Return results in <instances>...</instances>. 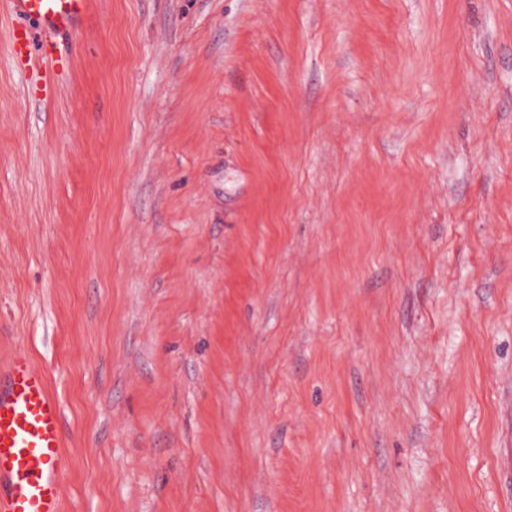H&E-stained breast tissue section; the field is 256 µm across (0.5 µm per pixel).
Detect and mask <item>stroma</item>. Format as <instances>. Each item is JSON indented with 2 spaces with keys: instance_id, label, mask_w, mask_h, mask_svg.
Wrapping results in <instances>:
<instances>
[{
  "instance_id": "1",
  "label": "stroma",
  "mask_w": 512,
  "mask_h": 512,
  "mask_svg": "<svg viewBox=\"0 0 512 512\" xmlns=\"http://www.w3.org/2000/svg\"><path fill=\"white\" fill-rule=\"evenodd\" d=\"M0 8V362L62 512H512V0ZM91 0H6L3 5L9 12L32 20L37 32L16 30L12 36L14 49L23 50L28 56L32 51L45 55L53 47L51 41L61 33H77Z\"/></svg>"
}]
</instances>
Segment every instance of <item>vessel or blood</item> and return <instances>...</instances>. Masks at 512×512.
<instances>
[{"instance_id": "vessel-or-blood-1", "label": "vessel or blood", "mask_w": 512, "mask_h": 512, "mask_svg": "<svg viewBox=\"0 0 512 512\" xmlns=\"http://www.w3.org/2000/svg\"><path fill=\"white\" fill-rule=\"evenodd\" d=\"M5 6L34 24L14 32V49L44 54L57 35L77 32L91 0H5ZM60 420L44 370L23 353L0 364V512H61L69 456Z\"/></svg>"}]
</instances>
